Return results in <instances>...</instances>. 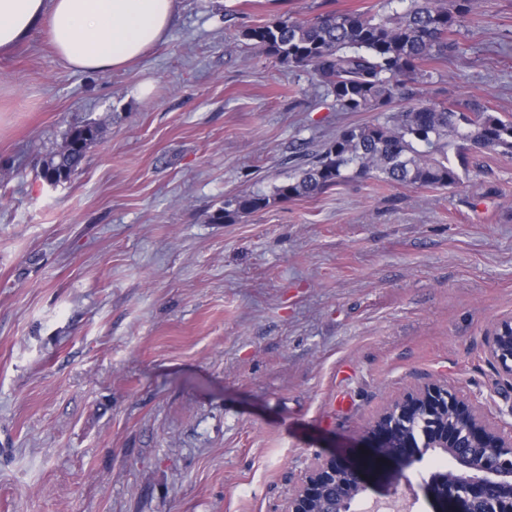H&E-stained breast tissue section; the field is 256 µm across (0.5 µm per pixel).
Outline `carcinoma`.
Instances as JSON below:
<instances>
[{"label": "carcinoma", "instance_id": "1", "mask_svg": "<svg viewBox=\"0 0 512 512\" xmlns=\"http://www.w3.org/2000/svg\"><path fill=\"white\" fill-rule=\"evenodd\" d=\"M473 0H382L376 11L345 10L310 21L284 14L240 37L290 70L309 68L338 112H372L321 151L295 164L294 176L262 192L224 200L217 223L264 209L270 197H312L340 184L344 172L412 187H452L467 172L474 149L512 155V121L478 97L422 103L420 85L437 65L460 53L455 35L473 25ZM102 134L95 122L71 129L63 147L43 159L41 176L78 174L87 149Z\"/></svg>", "mask_w": 512, "mask_h": 512}]
</instances>
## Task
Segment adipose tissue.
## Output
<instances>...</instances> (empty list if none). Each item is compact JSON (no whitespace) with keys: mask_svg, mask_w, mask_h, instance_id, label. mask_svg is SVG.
<instances>
[{"mask_svg":"<svg viewBox=\"0 0 512 512\" xmlns=\"http://www.w3.org/2000/svg\"><path fill=\"white\" fill-rule=\"evenodd\" d=\"M177 18V0H0V56L42 33L70 68L113 72L164 42Z\"/></svg>","mask_w":512,"mask_h":512,"instance_id":"obj_1","label":"adipose tissue"}]
</instances>
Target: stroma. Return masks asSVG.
I'll list each match as a JSON object with an SVG mask.
<instances>
[{
    "instance_id": "obj_1",
    "label": "stroma",
    "mask_w": 512,
    "mask_h": 512,
    "mask_svg": "<svg viewBox=\"0 0 512 512\" xmlns=\"http://www.w3.org/2000/svg\"><path fill=\"white\" fill-rule=\"evenodd\" d=\"M379 2L178 0L118 72L73 70L41 34L0 59V512H284L317 456L370 457L369 419L430 381L512 421L485 354L512 318V155L472 151L449 188L353 177L209 220L373 119L240 31ZM474 7L422 97L512 119V0ZM89 121L81 171L47 184ZM437 468L398 477L411 512H434ZM84 130L88 131V136L83 135ZM101 134L102 128L96 122H87L71 129L66 135L63 147L43 159L42 178L46 179L49 175H54L58 183L78 174L87 149L99 139ZM270 195L262 192L237 195L224 201V207L211 215L213 222H226L242 215H249L264 209Z\"/></svg>"
}]
</instances>
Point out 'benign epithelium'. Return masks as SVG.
Wrapping results in <instances>:
<instances>
[{"mask_svg": "<svg viewBox=\"0 0 512 512\" xmlns=\"http://www.w3.org/2000/svg\"><path fill=\"white\" fill-rule=\"evenodd\" d=\"M485 353L512 389V319L487 332ZM419 427L400 438L397 423ZM375 457L394 463L437 451L451 467L435 471L424 484L441 512H512V426L488 424L483 405L440 383H426L389 403L370 421L367 434ZM336 490L340 512L369 489L368 468L343 458L317 459L288 497L285 512H318L328 490Z\"/></svg>", "mask_w": 512, "mask_h": 512, "instance_id": "7a95c632", "label": "benign epithelium"}]
</instances>
